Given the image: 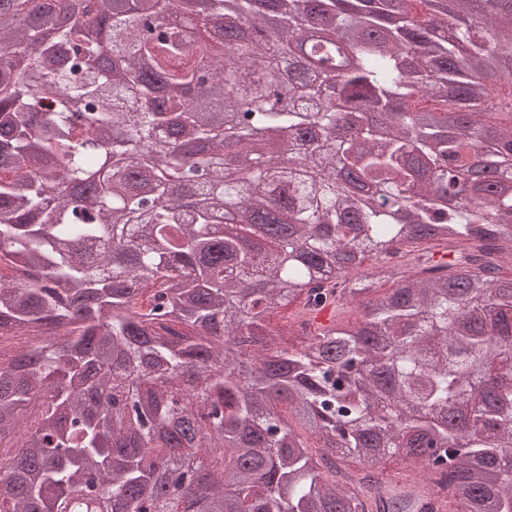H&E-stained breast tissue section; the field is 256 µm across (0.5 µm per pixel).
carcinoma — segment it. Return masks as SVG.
Wrapping results in <instances>:
<instances>
[{"mask_svg":"<svg viewBox=\"0 0 512 512\" xmlns=\"http://www.w3.org/2000/svg\"><path fill=\"white\" fill-rule=\"evenodd\" d=\"M507 262L512 0H0V512H512ZM346 467L350 465L353 470H374L380 473L382 479L389 482H396L400 479L403 465L394 458H386L377 464L362 463L357 459L344 461ZM389 496L402 495L406 496V508L409 512H444L448 507L446 494H422V495H406L399 490L388 493Z\"/></svg>","mask_w":512,"mask_h":512,"instance_id":"obj_1","label":"carcinoma"}]
</instances>
